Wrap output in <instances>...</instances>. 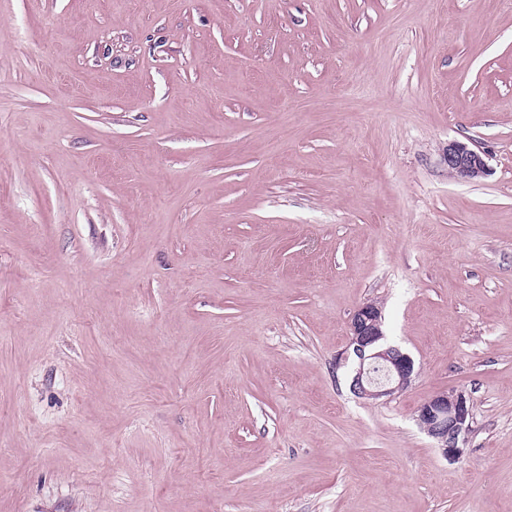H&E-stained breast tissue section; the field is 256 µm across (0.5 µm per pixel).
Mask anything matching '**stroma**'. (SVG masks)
Instances as JSON below:
<instances>
[{
    "label": "stroma",
    "instance_id": "obj_1",
    "mask_svg": "<svg viewBox=\"0 0 512 512\" xmlns=\"http://www.w3.org/2000/svg\"><path fill=\"white\" fill-rule=\"evenodd\" d=\"M0 512H512V8L0 0ZM447 160L448 172L459 181L474 180L487 169L484 154L460 142L448 144ZM381 324V309L373 302L351 317L349 347L356 357L351 387L360 398H390L408 387L415 372L413 358L384 341ZM472 419L473 402L463 392H439L420 406L417 415L420 428L450 462L462 458Z\"/></svg>",
    "mask_w": 512,
    "mask_h": 512
}]
</instances>
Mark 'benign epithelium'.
Listing matches in <instances>:
<instances>
[{
    "label": "benign epithelium",
    "mask_w": 512,
    "mask_h": 512,
    "mask_svg": "<svg viewBox=\"0 0 512 512\" xmlns=\"http://www.w3.org/2000/svg\"><path fill=\"white\" fill-rule=\"evenodd\" d=\"M447 160L448 172L459 181L474 180L487 169L484 154L460 142L448 144ZM381 324V309L373 302L360 306L351 317L349 346L356 357L351 387L365 399L392 397L408 387L415 372L413 358L384 341ZM472 419L473 402L462 392L437 393L417 415L420 428L450 462L462 458Z\"/></svg>",
    "instance_id": "obj_1"
}]
</instances>
